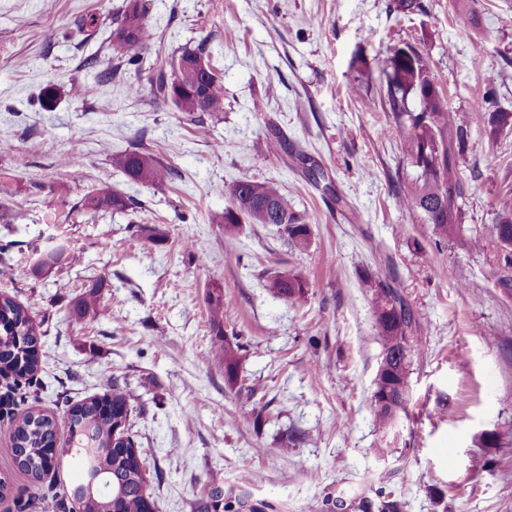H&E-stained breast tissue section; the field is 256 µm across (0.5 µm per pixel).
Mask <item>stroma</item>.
<instances>
[{
  "instance_id": "35a3bbf8",
  "label": "stroma",
  "mask_w": 512,
  "mask_h": 512,
  "mask_svg": "<svg viewBox=\"0 0 512 512\" xmlns=\"http://www.w3.org/2000/svg\"><path fill=\"white\" fill-rule=\"evenodd\" d=\"M124 3L0 0V245L12 258L0 295L44 331L37 397L0 375V417L39 406L63 440L67 404L117 378L138 396L130 434L154 512H197L217 488L260 512H512V299L487 254L436 243L400 207L392 179L406 163L379 100L391 50L423 51L470 123L462 222L492 223L512 130L490 133L481 112H512V0H417L405 13L397 0H147L163 56L204 46L224 84L223 111L194 123L154 104L136 67L104 80ZM75 85L93 92L74 97ZM131 149L175 177L130 181L112 156ZM70 154L80 166H61ZM307 160L336 195L308 181ZM240 179L277 184L309 215L307 248L274 224L225 233ZM103 183L133 210H80ZM59 247L79 263L33 275ZM289 272L307 280L304 302L269 289ZM365 274L393 280L423 327L409 414L391 438L371 408L381 345ZM99 279L98 311L74 319ZM215 284L224 333L242 346L233 387L211 351ZM73 480L64 458L32 480L0 433V512H74Z\"/></svg>"
}]
</instances>
